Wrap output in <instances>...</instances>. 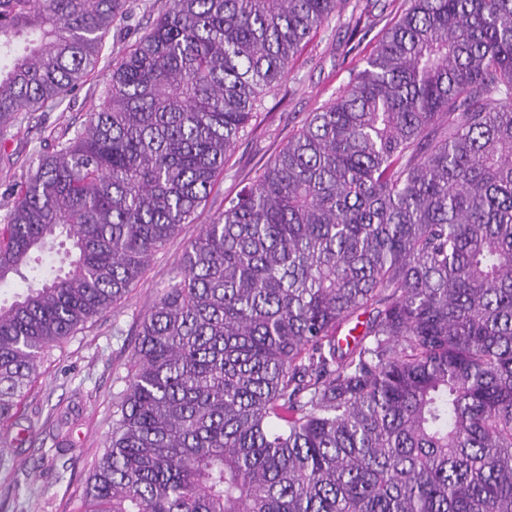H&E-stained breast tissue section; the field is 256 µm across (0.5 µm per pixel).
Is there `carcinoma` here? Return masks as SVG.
Wrapping results in <instances>:
<instances>
[{
	"label": "carcinoma",
	"instance_id": "carcinoma-1",
	"mask_svg": "<svg viewBox=\"0 0 512 512\" xmlns=\"http://www.w3.org/2000/svg\"><path fill=\"white\" fill-rule=\"evenodd\" d=\"M338 0H170L0 214V424L195 220ZM129 0H0V147ZM69 241L60 266L53 243ZM78 512H512V0H407L139 320Z\"/></svg>",
	"mask_w": 512,
	"mask_h": 512
}]
</instances>
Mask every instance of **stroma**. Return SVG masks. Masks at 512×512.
Returning a JSON list of instances; mask_svg holds the SVG:
<instances>
[{"mask_svg":"<svg viewBox=\"0 0 512 512\" xmlns=\"http://www.w3.org/2000/svg\"><path fill=\"white\" fill-rule=\"evenodd\" d=\"M168 7V0H131L130 12L104 38L101 58L64 103L23 125L0 151V210L35 168L53 133L83 123L98 104L112 64ZM404 0H341L328 25L313 32L285 78L266 94L257 116L227 157L195 223L184 225L153 257L140 281L109 312L54 347L10 426L13 447L0 450V512H76L86 479L106 450L112 400L131 358L136 323L169 283L201 225L225 199L263 170L309 112L336 97L365 66L379 35L404 10Z\"/></svg>","mask_w":512,"mask_h":512,"instance_id":"1","label":"stroma"}]
</instances>
